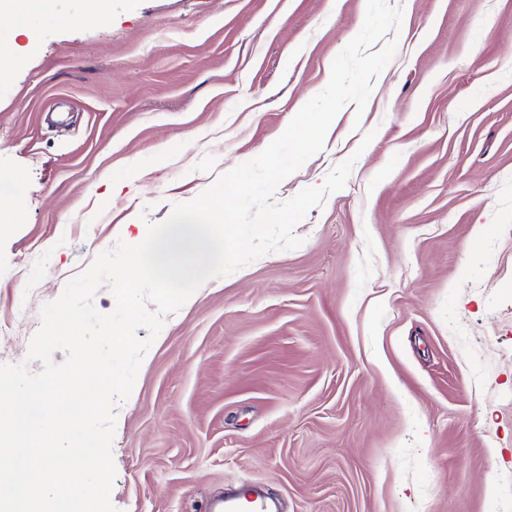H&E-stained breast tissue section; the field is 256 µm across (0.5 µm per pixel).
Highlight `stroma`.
<instances>
[{
	"instance_id": "stroma-1",
	"label": "stroma",
	"mask_w": 512,
	"mask_h": 512,
	"mask_svg": "<svg viewBox=\"0 0 512 512\" xmlns=\"http://www.w3.org/2000/svg\"><path fill=\"white\" fill-rule=\"evenodd\" d=\"M403 6L276 200L345 186L299 248L167 315L116 410L118 512H199L244 481L281 512H512V0ZM366 0H83L0 22V365L116 240L260 154L327 85ZM368 147L360 142L366 134Z\"/></svg>"
}]
</instances>
